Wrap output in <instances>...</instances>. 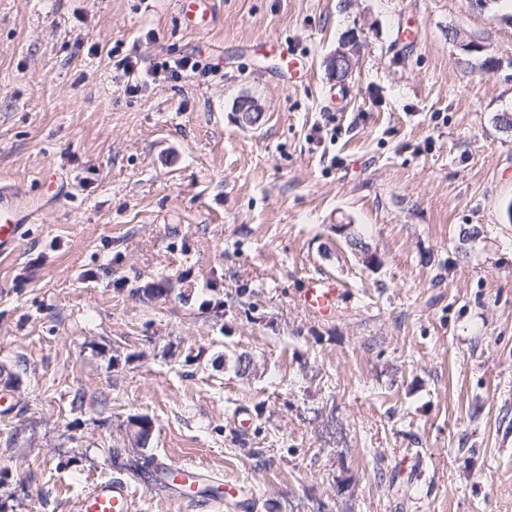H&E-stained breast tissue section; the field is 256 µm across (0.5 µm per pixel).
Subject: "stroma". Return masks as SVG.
I'll list each match as a JSON object with an SVG mask.
<instances>
[{
    "mask_svg": "<svg viewBox=\"0 0 512 512\" xmlns=\"http://www.w3.org/2000/svg\"><path fill=\"white\" fill-rule=\"evenodd\" d=\"M215 8L198 34L176 0H0V184L39 202L0 257V512L163 456L256 512H512V0ZM117 44L200 66L129 93ZM311 277L346 288L336 320ZM354 48L352 43L343 41L336 51L327 59V66L333 73L338 84H345L348 79ZM345 75V76H344ZM343 288L330 278H311L298 296L299 305L312 316L335 319L341 312L339 298Z\"/></svg>",
    "mask_w": 512,
    "mask_h": 512,
    "instance_id": "stroma-1",
    "label": "stroma"
}]
</instances>
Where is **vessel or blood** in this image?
Returning a JSON list of instances; mask_svg holds the SVG:
<instances>
[{"instance_id": "vessel-or-blood-1", "label": "vessel or blood", "mask_w": 512, "mask_h": 512, "mask_svg": "<svg viewBox=\"0 0 512 512\" xmlns=\"http://www.w3.org/2000/svg\"><path fill=\"white\" fill-rule=\"evenodd\" d=\"M212 0H177L178 9L191 27L205 21ZM30 205L12 189L0 185V256L14 252L23 234ZM342 289L330 278L309 279L298 296L299 305L312 316L331 320L340 311ZM152 484L173 491L191 512H223L234 501L240 512H251L252 497L236 483L213 481L208 470L193 464L157 460L150 477ZM137 484L112 478L96 483L72 503L73 512H134Z\"/></svg>"}]
</instances>
